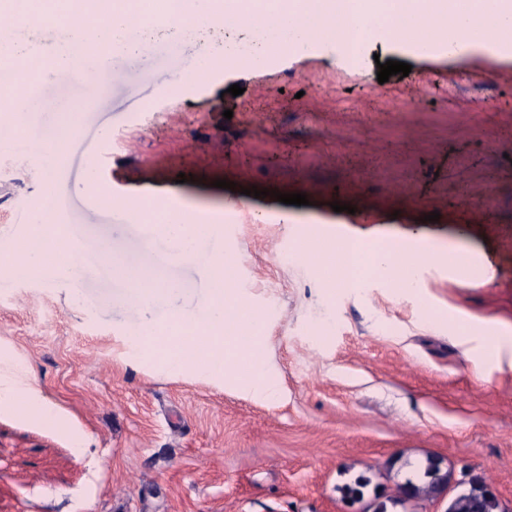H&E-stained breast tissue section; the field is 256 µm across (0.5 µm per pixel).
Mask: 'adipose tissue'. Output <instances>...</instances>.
Segmentation results:
<instances>
[{
  "label": "adipose tissue",
  "mask_w": 512,
  "mask_h": 512,
  "mask_svg": "<svg viewBox=\"0 0 512 512\" xmlns=\"http://www.w3.org/2000/svg\"><path fill=\"white\" fill-rule=\"evenodd\" d=\"M244 6L245 0H179L177 15H165L164 21L179 31L189 24L196 27L220 24L226 13ZM95 7V0H88L85 11L66 18L67 31L75 43H82L85 29L93 27L98 32L97 48L105 56H140L143 51L141 42L127 40L124 35L130 16L139 12L137 0H112V8L104 17L95 15ZM426 7L437 19L431 36L413 35L408 25L401 29H377L375 37L420 58L456 56L480 50L496 60H512V0H396L394 4L396 13L406 17L409 24ZM274 19L276 33L289 47H313L324 41L326 33L330 32L346 55L350 54L351 43L363 24L350 0H288L287 8L275 10ZM8 52L12 58L23 62L25 71L44 81L57 72L80 68L79 57L72 53L43 62L35 59L25 45H9ZM275 60V54L270 52L243 55L229 45L203 44L195 51L193 67L197 70L258 69L272 65ZM156 230L167 240L177 243L182 254L187 256L214 232L215 227L197 223L185 212L170 210L164 212ZM29 237L32 241L29 250L2 252L0 261L30 276L46 273L61 279L77 276L76 249L65 241L57 225L46 222L42 214H35L29 226ZM51 252L65 253L66 261L47 262L46 257ZM304 256L317 269L321 287L353 286L355 274L371 270L407 293L415 292L422 266L448 263L447 251L427 245L410 247L397 254L384 248L376 239L347 236L336 237L325 243L321 250H306ZM17 402L25 405L29 421L60 428L74 449H81L83 434L47 400L20 365L1 361L0 408Z\"/></svg>",
  "instance_id": "obj_1"
}]
</instances>
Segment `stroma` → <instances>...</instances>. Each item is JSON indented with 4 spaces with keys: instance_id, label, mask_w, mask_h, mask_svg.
<instances>
[{
    "instance_id": "stroma-1",
    "label": "stroma",
    "mask_w": 512,
    "mask_h": 512,
    "mask_svg": "<svg viewBox=\"0 0 512 512\" xmlns=\"http://www.w3.org/2000/svg\"><path fill=\"white\" fill-rule=\"evenodd\" d=\"M195 43L163 34L137 61L114 57L104 82L64 71L27 99L14 122L27 149L0 151V247L22 237L49 193L36 153L65 122L64 103L93 104L78 137L104 147L94 170L112 198H148L159 211L171 200L232 203L237 221L219 234L237 255L236 288L263 316L280 391L252 398L147 354L131 338L137 315L119 275L0 269V354L87 436L77 454L61 430L0 412V512H351L345 483L364 474L393 495L429 456L452 485L484 475L511 505L512 372H486L448 320L512 326V61L420 59L372 42L352 68L325 42L172 91ZM388 60L412 70L378 83ZM87 168L72 155L56 175L62 224L85 251L139 259L197 307L203 266L143 248L151 224L90 216ZM491 179L494 208L469 209L471 188ZM252 187L271 194L248 196ZM278 192L308 202L289 206ZM336 220L354 235L460 243L494 276L464 282L433 268L412 294L374 276L325 291L300 255L306 231L327 234Z\"/></svg>"
}]
</instances>
